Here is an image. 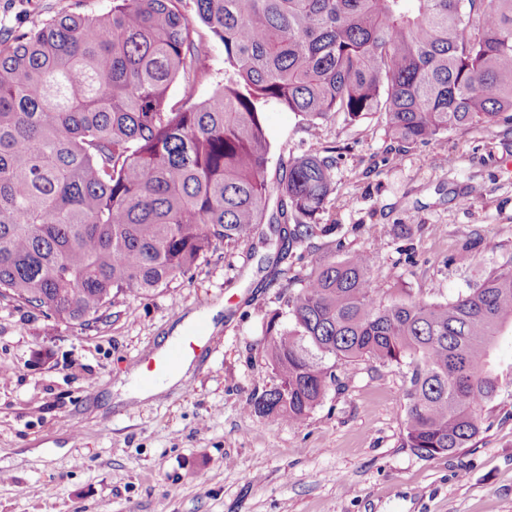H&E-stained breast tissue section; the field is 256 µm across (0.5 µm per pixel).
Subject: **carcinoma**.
<instances>
[{
    "label": "carcinoma",
    "instance_id": "1",
    "mask_svg": "<svg viewBox=\"0 0 512 512\" xmlns=\"http://www.w3.org/2000/svg\"><path fill=\"white\" fill-rule=\"evenodd\" d=\"M193 2L204 32L185 0H112L0 33V300L48 301L54 321L89 327L216 244L270 234L269 276L288 278L280 262L323 232L335 163L292 158L270 187L267 103L312 126L379 112L407 144L512 112V0ZM213 39L224 81L194 101ZM373 264L322 255L283 293L263 346L277 383L248 410L296 424L339 383L328 360L405 362L402 447H467L502 390L492 354L512 328V265L446 302L385 304Z\"/></svg>",
    "mask_w": 512,
    "mask_h": 512
}]
</instances>
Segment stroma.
I'll list each match as a JSON object with an SVG mask.
<instances>
[{
    "label": "stroma",
    "mask_w": 512,
    "mask_h": 512,
    "mask_svg": "<svg viewBox=\"0 0 512 512\" xmlns=\"http://www.w3.org/2000/svg\"><path fill=\"white\" fill-rule=\"evenodd\" d=\"M112 0H0L25 31ZM268 175L292 157L335 159L330 225L287 257L284 279L259 268L273 246L222 244L167 288L130 295L94 327L58 324L0 302V512H512V343L504 388L469 447L423 457L402 447L408 364L337 362L309 417L291 425L246 411L275 378L262 353L284 288L316 259L374 256L383 302H444L512 263V121L474 124L427 143L390 136L381 113H336L309 126L270 103ZM412 262H405V254ZM467 254L457 263V254ZM214 312L182 385L117 401L134 360L153 359L179 320Z\"/></svg>",
    "instance_id": "obj_1"
}]
</instances>
